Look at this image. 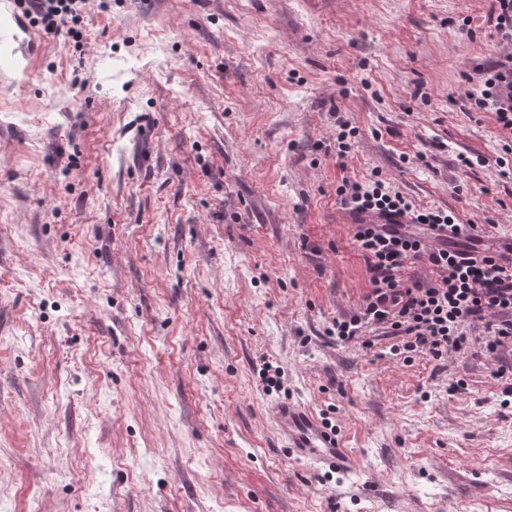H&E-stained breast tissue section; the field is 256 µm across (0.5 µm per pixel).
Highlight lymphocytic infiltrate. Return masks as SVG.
Returning <instances> with one entry per match:
<instances>
[{
    "label": "lymphocytic infiltrate",
    "mask_w": 512,
    "mask_h": 512,
    "mask_svg": "<svg viewBox=\"0 0 512 512\" xmlns=\"http://www.w3.org/2000/svg\"><path fill=\"white\" fill-rule=\"evenodd\" d=\"M23 6L39 31L77 39L90 0H23ZM469 100L473 110L494 112L498 123L512 127V55L485 70L479 91ZM337 193L351 210L406 214L412 226L401 233L381 224L354 225L352 238L367 261L369 288L356 312L332 322L329 335L349 342L364 338L368 330H381L396 339L392 353L407 359L425 353L439 361L451 353L465 356L481 349L497 361L494 376L504 380L502 394L512 399V363L501 359L512 350V268L480 248L477 225L457 232L455 213L413 209L379 179L346 182ZM448 227L456 233L444 248L425 244L431 230ZM423 259L434 268L436 280L408 283L403 275L407 263ZM478 322L485 334L476 344L467 329Z\"/></svg>",
    "instance_id": "1"
}]
</instances>
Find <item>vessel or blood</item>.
<instances>
[{"label":"vessel or blood","instance_id":"obj_1","mask_svg":"<svg viewBox=\"0 0 512 512\" xmlns=\"http://www.w3.org/2000/svg\"><path fill=\"white\" fill-rule=\"evenodd\" d=\"M35 34L19 12L17 0H0V77H28ZM267 415L292 459L328 474L346 475L357 459L346 447L340 430L327 424L310 406L292 400L271 405Z\"/></svg>","mask_w":512,"mask_h":512}]
</instances>
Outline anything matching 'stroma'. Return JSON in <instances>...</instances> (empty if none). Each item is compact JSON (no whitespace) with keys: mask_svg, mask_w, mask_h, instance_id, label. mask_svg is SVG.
<instances>
[{"mask_svg":"<svg viewBox=\"0 0 512 512\" xmlns=\"http://www.w3.org/2000/svg\"><path fill=\"white\" fill-rule=\"evenodd\" d=\"M490 9L110 0L80 40L38 34L0 82L5 512H512L496 362L326 333L368 287L342 182L512 235V134L467 107ZM288 398L353 474L288 458L266 415Z\"/></svg>","mask_w":512,"mask_h":512,"instance_id":"stroma-1","label":"stroma"}]
</instances>
